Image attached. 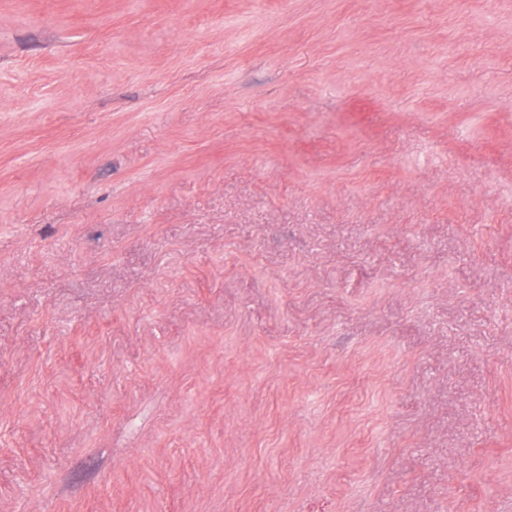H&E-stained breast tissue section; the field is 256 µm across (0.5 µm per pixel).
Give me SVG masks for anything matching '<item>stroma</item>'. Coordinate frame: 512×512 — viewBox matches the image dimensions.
<instances>
[{
    "label": "stroma",
    "mask_w": 512,
    "mask_h": 512,
    "mask_svg": "<svg viewBox=\"0 0 512 512\" xmlns=\"http://www.w3.org/2000/svg\"><path fill=\"white\" fill-rule=\"evenodd\" d=\"M0 512H512V0H0Z\"/></svg>",
    "instance_id": "1"
}]
</instances>
